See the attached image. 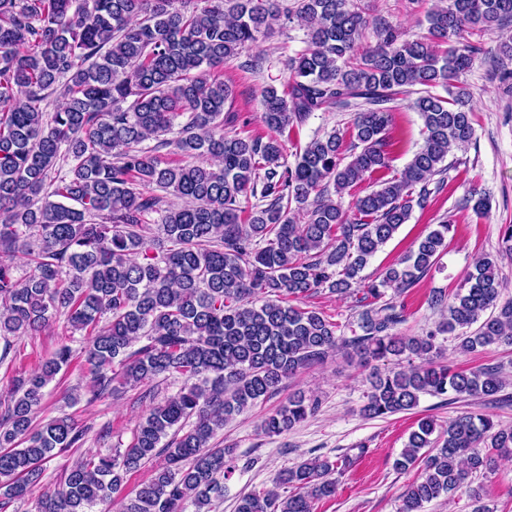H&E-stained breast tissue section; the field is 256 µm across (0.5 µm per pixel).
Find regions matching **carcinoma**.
I'll return each mask as SVG.
<instances>
[{"label":"carcinoma","instance_id":"obj_1","mask_svg":"<svg viewBox=\"0 0 512 512\" xmlns=\"http://www.w3.org/2000/svg\"><path fill=\"white\" fill-rule=\"evenodd\" d=\"M275 21L304 30L306 47L288 61L286 88L261 90L267 133L230 134L224 63ZM426 22V35L410 41L380 19L376 43L363 47L361 0H0V362L9 337L63 316L87 339L89 401L118 385L184 378L162 401L144 391L130 446L76 461L61 490L37 498V512H95L156 457L162 462L121 498L120 512H219L231 449L211 441L339 348L365 360L424 361L372 376L362 407L369 419L412 410L422 395L452 403L502 390L496 366L453 371L434 361L437 335L474 324L461 334L463 351L512 346V301L497 303V257L474 261L453 302L432 296L446 316L424 337L393 334L402 312L380 303L437 262L453 228L447 220L365 286L370 302L350 337L296 305L323 289L348 292L414 208L428 205L429 185L443 186L450 148L474 139L460 78L486 53L484 37L512 24V0H437ZM508 60L512 44L502 43L497 76L512 90ZM401 97L422 119L423 143L400 175L346 210V192L390 168L391 103ZM349 108L350 149L335 128L297 147L288 163L291 129L316 112ZM21 263L30 266L23 278ZM73 357L60 346L15 380L0 407V510L31 497L57 453L83 444L87 429L66 416L33 426L46 387ZM317 407L292 395L260 428L280 435ZM364 453L287 468L276 482L288 495L250 493L236 512H314L335 494L338 466ZM510 457L512 428L486 413L462 414L440 432L424 417L395 460L399 470L421 467L399 512H424Z\"/></svg>","mask_w":512,"mask_h":512}]
</instances>
